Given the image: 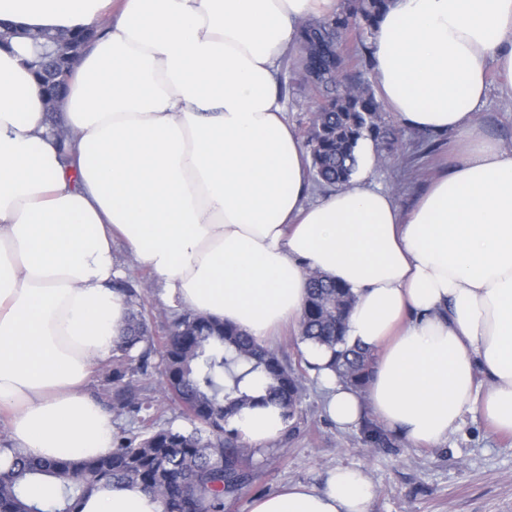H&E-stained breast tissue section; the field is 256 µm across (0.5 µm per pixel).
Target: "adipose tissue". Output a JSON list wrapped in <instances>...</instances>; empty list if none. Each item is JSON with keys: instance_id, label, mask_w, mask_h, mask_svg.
Masks as SVG:
<instances>
[{"instance_id": "adipose-tissue-1", "label": "adipose tissue", "mask_w": 512, "mask_h": 512, "mask_svg": "<svg viewBox=\"0 0 512 512\" xmlns=\"http://www.w3.org/2000/svg\"><path fill=\"white\" fill-rule=\"evenodd\" d=\"M339 0H0L34 33L92 27L71 73L59 143L44 119L25 41L0 48V413L14 455L92 457L112 415L87 391L127 307L112 286L121 240L163 294L271 339L299 322L319 272L356 304L349 343L372 351L365 388L339 380L330 350L302 354L340 428L372 415L412 446L447 441L468 414L512 434V148L476 114L497 69L512 100V0H394L372 38L387 108L452 133L449 172L409 212L363 176L308 201L302 142L275 91L300 23ZM230 425L262 447L285 427L268 404ZM358 467L255 498L250 512H367ZM82 512H161L136 487H103Z\"/></svg>"}]
</instances>
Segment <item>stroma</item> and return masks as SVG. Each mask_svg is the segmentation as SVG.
<instances>
[{"instance_id":"35a3bbf8","label":"stroma","mask_w":512,"mask_h":512,"mask_svg":"<svg viewBox=\"0 0 512 512\" xmlns=\"http://www.w3.org/2000/svg\"><path fill=\"white\" fill-rule=\"evenodd\" d=\"M478 121L485 135L512 148V101L490 92ZM453 135H446L435 152L418 147L412 129H404L394 152L379 148L371 182L390 192L401 211L410 210L431 180L447 172L457 152ZM116 264L126 280L141 291L153 316L154 335L165 333L167 322L184 311L163 299L153 276L136 266L123 246H115ZM158 369L141 377V395L161 426L190 428L179 407L159 391ZM258 477L226 512H250L254 498L281 487L304 483L323 485L328 471L340 466L362 468L375 496L368 512H512V435L492 431L480 415L444 445L416 448L399 436L367 442L363 427L340 429L327 416L322 392L313 378L304 381L296 428L278 436L271 448L256 455Z\"/></svg>"}]
</instances>
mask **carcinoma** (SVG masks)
Listing matches in <instances>:
<instances>
[{"label":"carcinoma","instance_id":"cac0c4a2","mask_svg":"<svg viewBox=\"0 0 512 512\" xmlns=\"http://www.w3.org/2000/svg\"><path fill=\"white\" fill-rule=\"evenodd\" d=\"M392 0H341L335 12L311 18L296 32L291 60L311 96L302 130L310 178L322 187H344L359 166L363 141L383 145L393 131L364 74L374 68L371 38ZM75 31H46L30 43V70L45 51L57 52ZM119 291L129 308L126 332L105 369L111 391L106 406L119 413L141 410L130 373L146 371L159 354L160 389L180 404L191 430L144 424L138 441L114 437L113 448L92 458L67 455L53 461L18 457L0 472V512H82L83 500L103 486H135L155 496L162 512H225L257 477L254 457L263 452L245 442L230 419L256 403L276 404L285 422L298 413L305 370L238 327L196 312L174 316L165 335L151 336L148 310L130 284ZM355 296L324 276L309 275L299 339L333 352L332 366L346 383L362 388L372 372L369 350L346 341V321ZM260 372L268 383L255 397L241 389L242 377ZM234 384L224 385V374ZM47 493L36 496L32 488Z\"/></svg>","mask_w":512,"mask_h":512}]
</instances>
